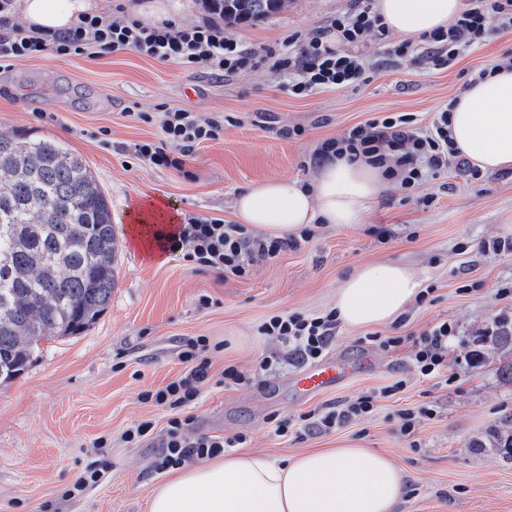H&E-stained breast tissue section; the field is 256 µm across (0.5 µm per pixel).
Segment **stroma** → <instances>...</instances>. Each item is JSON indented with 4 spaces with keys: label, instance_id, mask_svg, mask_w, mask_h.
Listing matches in <instances>:
<instances>
[{
    "label": "stroma",
    "instance_id": "stroma-1",
    "mask_svg": "<svg viewBox=\"0 0 512 512\" xmlns=\"http://www.w3.org/2000/svg\"><path fill=\"white\" fill-rule=\"evenodd\" d=\"M156 1L162 20L190 24L208 16L203 0H109L134 16ZM345 3L288 0L284 11L230 27L229 33L257 47H276L288 36L307 34ZM508 50L512 30L493 29L453 67L386 66L384 46L373 40L366 52L374 66L364 82L300 98L264 70L227 82L131 51L93 58L52 54L0 68V132L27 131L83 157L112 201L121 243L116 286L96 323L80 335L41 342L32 366L0 387V512H42L48 502L58 512H148L149 495L165 477L153 466L156 445L129 448L118 437L144 419L165 425V411L142 403L139 394L179 376V347L197 336L221 345L211 355L216 376L229 365L255 371L275 350L283 361L247 385L205 386L191 411L194 433H242L250 437L251 450L275 460L354 439L401 468L404 495L396 512H512V453L490 442L491 431L512 420V378L506 374L512 345H488L484 362L459 369L457 381L446 386L419 379L404 352L364 344L366 329L342 325L332 355L368 356L373 363L343 389L306 401L290 389L300 364L258 332L275 314L331 308L346 277L363 265L390 261L423 271L437 296L406 312L405 331L450 319L461 330L456 352L471 349L498 316H512V301L497 295L512 283V254L480 250L498 238L502 214L512 213V172L484 173L475 180L447 171L414 198L388 187L358 228L315 225L308 242L256 262L246 278L227 280L165 251L147 258L132 246L127 229L129 210L157 193L178 218L236 223L234 201L250 185L273 177L309 182L320 142L377 116L410 113L419 128H428L477 70ZM188 86L194 87L193 96L185 95ZM130 106L217 115L224 130L182 168L157 167L137 158L134 146L158 141L160 127L127 116ZM266 119L300 126L304 133L280 138L263 128ZM421 195L434 196L433 205L418 203ZM381 227L390 231L383 241L375 235ZM203 295L212 298L211 306L199 307ZM399 377L408 380L404 392L378 400L370 419L305 439L274 433V419H297ZM426 403L436 404L437 414L421 422L415 441H408L397 430L395 414ZM103 436L113 437L111 448H98ZM102 457L109 466L101 479L69 496L85 467Z\"/></svg>",
    "mask_w": 512,
    "mask_h": 512
}]
</instances>
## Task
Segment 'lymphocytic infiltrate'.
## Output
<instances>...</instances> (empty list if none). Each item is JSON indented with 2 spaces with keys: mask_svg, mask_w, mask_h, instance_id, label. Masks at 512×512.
<instances>
[{
  "mask_svg": "<svg viewBox=\"0 0 512 512\" xmlns=\"http://www.w3.org/2000/svg\"><path fill=\"white\" fill-rule=\"evenodd\" d=\"M15 0H0V64L25 58L58 55L99 57L120 51H134L158 63H175L185 69L201 71L224 79L241 72L262 68L287 78L288 92L304 97L319 89L343 88L360 81L373 66L358 53L359 45L376 39L384 42L388 60L410 65L426 64L436 68L453 66L463 52L477 47L486 38L490 23L512 29V0H466L459 16L446 27L421 35L417 40L392 42L388 29L372 0H348L324 25L307 37H290L283 46L254 47L226 37L224 27L206 18L192 24L172 20L146 23L129 14L87 15L68 30L56 33L34 31L14 21ZM450 109L438 112L430 128L416 127L408 113H392L351 127L339 138L323 141L312 162L320 164L332 157L362 159L382 171L405 196L430 178L451 168L469 167L461 159L449 134ZM139 120L158 122L162 136L156 142L137 144V157L158 167H179L184 157L192 155L205 142L219 138L224 128L220 119L184 109L159 114L142 112ZM310 229L296 237H272L256 233L244 224H227L216 218H185L177 231L165 237L163 246L182 253L186 261L219 272L229 279L248 277L252 265L272 259L281 252L298 247L308 239ZM340 321L335 309L307 313L292 311L275 314L258 328L261 335L287 346L298 362H316L326 356L336 337ZM459 335L452 320H441L429 328L405 335L366 336L365 342L383 352L406 351L410 366L426 380H447L448 355ZM214 346L209 337L185 341L178 358L185 367L181 376L163 387L145 390L144 402L171 416L163 434H156L154 423L145 420L125 429L119 440L137 448L156 439L159 452L156 470L177 469L194 461L223 455L225 449L247 444L244 434L230 437L197 435L191 431V409L212 376L210 354ZM407 385L399 378L380 393L365 392L340 404L302 414L298 422L280 419L275 423L278 435L296 432L297 436L329 434L357 421L373 417L381 397L401 392Z\"/></svg>",
  "mask_w": 512,
  "mask_h": 512,
  "instance_id": "1",
  "label": "lymphocytic infiltrate"
}]
</instances>
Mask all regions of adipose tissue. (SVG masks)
<instances>
[{
	"label": "adipose tissue",
	"mask_w": 512,
	"mask_h": 512,
	"mask_svg": "<svg viewBox=\"0 0 512 512\" xmlns=\"http://www.w3.org/2000/svg\"><path fill=\"white\" fill-rule=\"evenodd\" d=\"M390 31L417 39L448 26L462 0H375ZM27 26L63 31L98 0H21ZM451 131L460 154L482 171H512V68L475 80L458 95ZM387 184L379 169L362 160L332 158L310 183L274 177L238 195L241 223L271 236L299 231L315 220L353 228ZM422 273L395 262L364 266L343 280L335 307L351 328L392 323L413 305ZM404 492L401 469L384 453L351 440L280 462L233 449L203 464L168 475L156 486L148 512H394Z\"/></svg>",
	"instance_id": "1"
}]
</instances>
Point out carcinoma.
I'll return each instance as SVG.
<instances>
[{"mask_svg": "<svg viewBox=\"0 0 512 512\" xmlns=\"http://www.w3.org/2000/svg\"><path fill=\"white\" fill-rule=\"evenodd\" d=\"M224 24L260 20L285 0H211ZM112 204L65 145L0 133V385L25 372L39 343L77 335L115 288Z\"/></svg>", "mask_w": 512, "mask_h": 512, "instance_id": "cac0c4a2", "label": "carcinoma"}]
</instances>
